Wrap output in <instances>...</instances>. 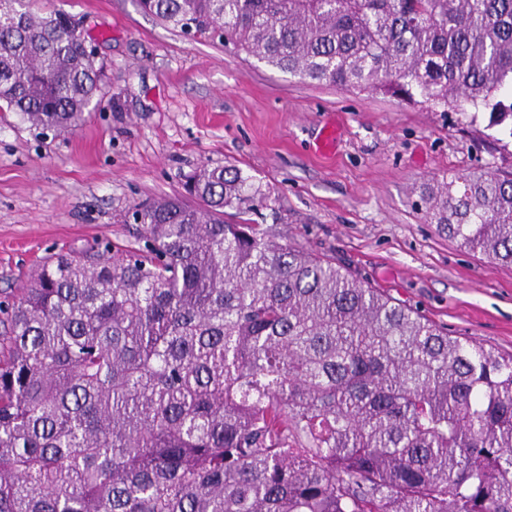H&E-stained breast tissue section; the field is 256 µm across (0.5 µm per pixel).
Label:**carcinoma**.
Masks as SVG:
<instances>
[{
    "instance_id": "obj_1",
    "label": "carcinoma",
    "mask_w": 512,
    "mask_h": 512,
    "mask_svg": "<svg viewBox=\"0 0 512 512\" xmlns=\"http://www.w3.org/2000/svg\"><path fill=\"white\" fill-rule=\"evenodd\" d=\"M140 3L301 80L512 120V0ZM92 42L51 0H0V111L77 127ZM263 199L202 167L135 211L141 246L31 269L0 306V512H512V355L277 242ZM422 203L512 266V173Z\"/></svg>"
}]
</instances>
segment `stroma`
Instances as JSON below:
<instances>
[{
  "mask_svg": "<svg viewBox=\"0 0 512 512\" xmlns=\"http://www.w3.org/2000/svg\"><path fill=\"white\" fill-rule=\"evenodd\" d=\"M54 3L95 39L103 102L61 132L0 113V301L46 256L136 244V205L178 194L200 166L232 165L264 193L251 218L280 243L334 256L449 333L512 353V267L417 207L429 181L512 172L502 127L301 80L191 39L139 0ZM331 119L340 144L324 158L314 144Z\"/></svg>",
  "mask_w": 512,
  "mask_h": 512,
  "instance_id": "1",
  "label": "stroma"
}]
</instances>
